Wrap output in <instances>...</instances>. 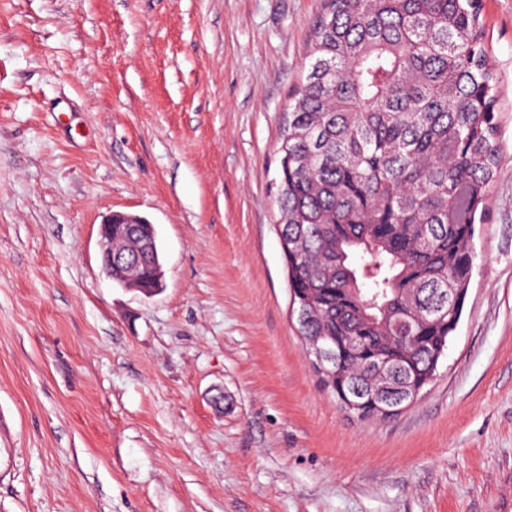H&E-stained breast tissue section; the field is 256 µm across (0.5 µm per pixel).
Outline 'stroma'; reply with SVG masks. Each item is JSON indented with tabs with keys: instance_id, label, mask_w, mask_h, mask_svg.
Returning <instances> with one entry per match:
<instances>
[{
	"instance_id": "35a3bbf8",
	"label": "stroma",
	"mask_w": 512,
	"mask_h": 512,
	"mask_svg": "<svg viewBox=\"0 0 512 512\" xmlns=\"http://www.w3.org/2000/svg\"><path fill=\"white\" fill-rule=\"evenodd\" d=\"M501 170L437 375L349 417L290 317L275 179L322 0H0V512H512V0ZM148 219L147 297L99 225Z\"/></svg>"
}]
</instances>
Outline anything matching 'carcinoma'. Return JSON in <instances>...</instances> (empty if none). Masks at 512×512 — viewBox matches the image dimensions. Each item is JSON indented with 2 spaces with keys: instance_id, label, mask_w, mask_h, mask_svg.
Segmentation results:
<instances>
[{
  "instance_id": "carcinoma-1",
  "label": "carcinoma",
  "mask_w": 512,
  "mask_h": 512,
  "mask_svg": "<svg viewBox=\"0 0 512 512\" xmlns=\"http://www.w3.org/2000/svg\"><path fill=\"white\" fill-rule=\"evenodd\" d=\"M292 93L277 223L301 253L289 292L303 334L336 338V398L407 406L435 379L474 266L476 215L502 163L499 88L478 0H324ZM112 240L154 288L152 225Z\"/></svg>"
}]
</instances>
